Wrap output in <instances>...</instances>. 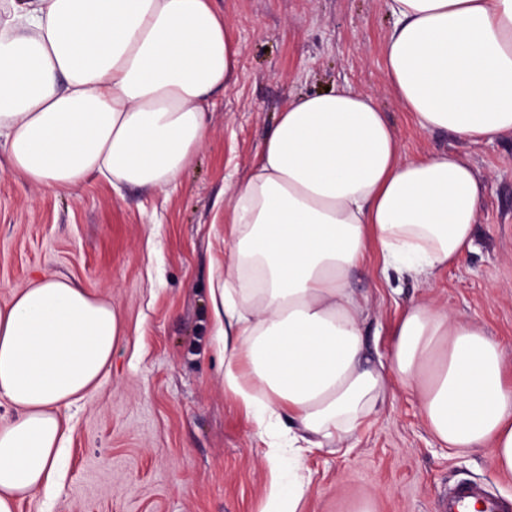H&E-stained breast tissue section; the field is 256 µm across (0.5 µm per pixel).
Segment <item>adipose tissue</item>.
I'll use <instances>...</instances> for the list:
<instances>
[{
    "label": "adipose tissue",
    "mask_w": 512,
    "mask_h": 512,
    "mask_svg": "<svg viewBox=\"0 0 512 512\" xmlns=\"http://www.w3.org/2000/svg\"><path fill=\"white\" fill-rule=\"evenodd\" d=\"M0 7V152L9 173L71 194L167 189L205 145L217 90L237 79L232 25L212 0H9ZM387 81L423 131L512 132V0H387ZM486 182L459 155L409 158L371 93L288 98L224 211L230 249L211 291L224 391L266 444L265 512H298L305 461L343 448L392 385L436 442L490 449L512 475V368L447 308L402 312L387 363L367 353L353 271L422 285L473 248ZM123 335L119 307L49 276L0 306V512L60 487L61 411L96 391Z\"/></svg>",
    "instance_id": "adipose-tissue-1"
}]
</instances>
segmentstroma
Instances as JSON below:
<instances>
[{
    "label": "stroma",
    "mask_w": 512,
    "mask_h": 512,
    "mask_svg": "<svg viewBox=\"0 0 512 512\" xmlns=\"http://www.w3.org/2000/svg\"><path fill=\"white\" fill-rule=\"evenodd\" d=\"M213 4L232 22L239 80L214 94L207 143L173 186L117 191L96 179L68 196L0 169V305L37 277H64L117 304L125 328L102 386L68 411L59 493L20 512H262L264 444L224 392L211 290L228 250V186L247 176L292 96L335 86L373 92L408 155L454 152L488 179L473 251L430 287L395 273L382 279L371 264L354 274L353 288L371 303L372 356L387 358L398 317L427 298L482 326L512 365V133L473 143L415 127L385 75L386 0ZM306 466L302 512H348L361 495L375 512H441L461 481L512 503V478L496 473L489 450L440 447L399 387L351 449L314 451Z\"/></svg>",
    "instance_id": "obj_1"
}]
</instances>
